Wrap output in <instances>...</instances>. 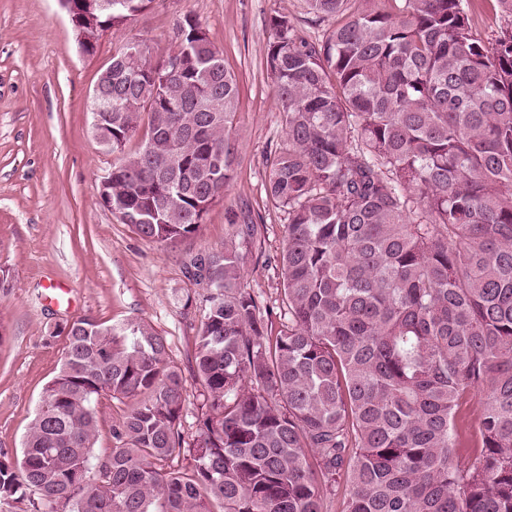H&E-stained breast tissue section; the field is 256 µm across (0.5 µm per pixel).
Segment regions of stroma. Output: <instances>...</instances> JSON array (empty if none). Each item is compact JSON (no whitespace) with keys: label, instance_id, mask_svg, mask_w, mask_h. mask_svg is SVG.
I'll use <instances>...</instances> for the list:
<instances>
[{"label":"stroma","instance_id":"35a3bbf8","mask_svg":"<svg viewBox=\"0 0 512 512\" xmlns=\"http://www.w3.org/2000/svg\"><path fill=\"white\" fill-rule=\"evenodd\" d=\"M290 14L308 38L322 37L304 0H154L134 25L107 32L84 56L58 0H0V452L22 454L23 438L44 390L64 357L55 325L93 318L115 324L143 320L167 342L169 361L186 381L180 431L196 434L202 388L193 376L204 294L186 266L197 254L224 247L227 214L259 225L243 288L280 309L273 265L287 215L269 199V160L284 145L281 106L266 69L272 15ZM192 16L224 52L239 82L231 136L237 164L224 199L199 233L166 248L139 236L101 203L98 186L114 161L96 140L90 95L117 47L150 39L156 54L173 48L172 29ZM131 400L98 403L92 466L112 452V429Z\"/></svg>","mask_w":512,"mask_h":512}]
</instances>
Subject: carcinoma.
I'll return each mask as SVG.
<instances>
[{"instance_id": "1", "label": "carcinoma", "mask_w": 512, "mask_h": 512, "mask_svg": "<svg viewBox=\"0 0 512 512\" xmlns=\"http://www.w3.org/2000/svg\"><path fill=\"white\" fill-rule=\"evenodd\" d=\"M152 2L112 0L96 23L122 30ZM306 2L336 23L313 41L277 14L266 53L287 136L268 182L288 214L287 320L273 332L241 287L259 227L229 216L224 249L190 262L208 290L191 442L150 323L57 326L64 360L22 457L0 453V506L322 512L339 494L343 512H512V21L487 42L472 0ZM176 29L163 58L142 38L116 50L112 109L90 112L112 140V209L167 247L199 232L236 158L237 81L195 19ZM475 390L467 436L456 413ZM104 396L137 402L92 478Z\"/></svg>"}]
</instances>
